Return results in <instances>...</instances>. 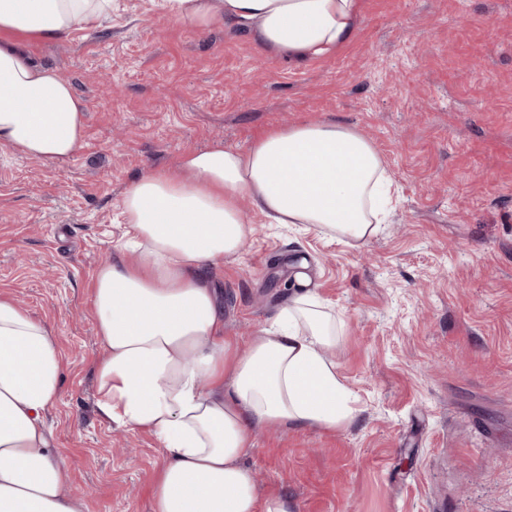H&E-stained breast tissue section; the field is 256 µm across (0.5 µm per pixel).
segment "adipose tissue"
I'll return each mask as SVG.
<instances>
[{"label":"adipose tissue","mask_w":512,"mask_h":512,"mask_svg":"<svg viewBox=\"0 0 512 512\" xmlns=\"http://www.w3.org/2000/svg\"><path fill=\"white\" fill-rule=\"evenodd\" d=\"M177 23L246 32L263 51L326 58L358 31L360 0H166ZM112 0H0V145L51 163L81 148L87 105L73 83L35 64L32 41L93 32ZM393 181L357 130L332 122L276 129L247 150L216 143L151 169L121 203L125 256L93 285L101 348L95 405L108 423L154 437L166 457L152 512H288L259 497L243 459L255 426L333 428L357 409L327 351L336 318L304 272L270 327L232 347L212 276L253 234L242 202L273 224H312L363 246ZM251 211V212H252ZM53 330L0 297V512H83L45 424L60 386Z\"/></svg>","instance_id":"1"}]
</instances>
